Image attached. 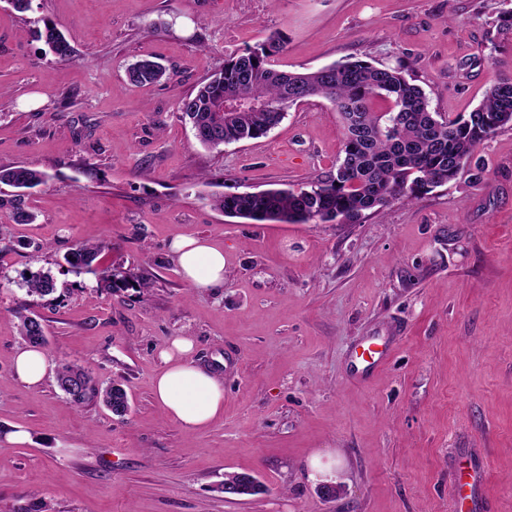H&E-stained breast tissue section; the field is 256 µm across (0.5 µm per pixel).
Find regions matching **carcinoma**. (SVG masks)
<instances>
[{"mask_svg": "<svg viewBox=\"0 0 512 512\" xmlns=\"http://www.w3.org/2000/svg\"><path fill=\"white\" fill-rule=\"evenodd\" d=\"M49 52L61 61L73 48L52 22L40 32ZM284 37L272 33L266 41L229 57L224 69L179 102L182 118L191 123L197 142L207 148L256 139L284 118L292 105L311 97L330 100L343 125L342 158L326 178L288 189L231 193L212 198L215 209L229 217L285 224H359L366 212L394 201H409L471 171L476 147L497 130L512 125V77L504 76L485 93L469 117L446 119L432 111L425 91L398 68L367 61L334 62L312 72L275 68L272 57L283 48ZM136 86L157 84L165 69L140 59L126 70ZM386 110H375L378 101ZM47 175L17 165L0 169V184L31 189ZM102 246L82 243L64 255L71 267L93 273L111 288L132 284L120 266L99 263ZM27 291L45 296L54 291L53 278L37 273L26 280ZM19 334L33 346L46 343L44 328L35 317H22ZM60 389L77 406L101 403L121 416L128 406L119 385L103 386L83 368L63 363L57 370ZM224 483L241 485L239 496L264 491L239 473L224 475Z\"/></svg>", "mask_w": 512, "mask_h": 512, "instance_id": "obj_1", "label": "carcinoma"}]
</instances>
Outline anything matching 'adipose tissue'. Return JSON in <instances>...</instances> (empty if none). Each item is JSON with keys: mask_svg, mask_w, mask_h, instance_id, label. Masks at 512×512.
<instances>
[{"mask_svg": "<svg viewBox=\"0 0 512 512\" xmlns=\"http://www.w3.org/2000/svg\"><path fill=\"white\" fill-rule=\"evenodd\" d=\"M171 251L183 277L198 288L224 282V252L209 241L181 236ZM193 341L172 337L159 353L163 368L154 380V396L163 413L188 430L208 426L224 412V385L211 368L194 361Z\"/></svg>", "mask_w": 512, "mask_h": 512, "instance_id": "1", "label": "adipose tissue"}]
</instances>
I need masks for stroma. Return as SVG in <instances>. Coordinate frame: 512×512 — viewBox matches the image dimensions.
<instances>
[{
	"label": "stroma",
	"instance_id": "35a3bbf8",
	"mask_svg": "<svg viewBox=\"0 0 512 512\" xmlns=\"http://www.w3.org/2000/svg\"><path fill=\"white\" fill-rule=\"evenodd\" d=\"M512 0H0V168L47 183L0 199L35 213L0 233V512H468L451 475L482 465L483 512H512V126L475 151L479 178L369 211L359 224L224 216L214 193L306 184L336 167L342 121L314 97L265 137L202 147L179 100L225 60L282 32L286 71L347 58L399 68L446 118L512 71ZM75 50L61 61L37 32ZM155 85L127 79L141 58ZM224 250V283L196 288L170 245ZM83 242L138 285L104 288L63 260ZM47 273L52 294L29 293ZM45 328L39 387L12 368L20 316ZM217 368L224 412L189 431L153 396L168 339ZM390 351L362 374L360 352ZM125 389L129 410L75 406L62 362ZM24 430L23 444L4 441ZM342 489L318 497L311 457ZM264 493L228 498L224 476ZM40 38L43 39L49 52L61 61H68L72 58L73 48L64 33L52 22H44V29L40 31ZM126 74L128 81L136 86L157 84L164 78L165 69L155 61L140 59L127 67Z\"/></svg>",
	"mask_w": 512,
	"mask_h": 512
}]
</instances>
